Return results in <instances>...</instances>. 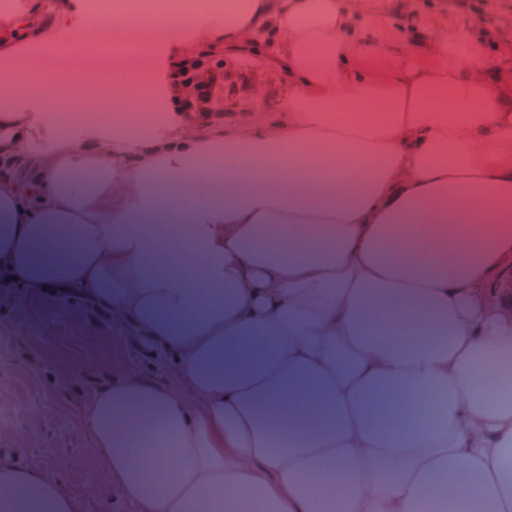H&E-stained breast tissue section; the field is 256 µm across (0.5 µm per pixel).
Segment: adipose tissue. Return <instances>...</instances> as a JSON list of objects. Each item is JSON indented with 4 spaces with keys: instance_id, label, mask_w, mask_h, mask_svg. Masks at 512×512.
<instances>
[{
    "instance_id": "1",
    "label": "adipose tissue",
    "mask_w": 512,
    "mask_h": 512,
    "mask_svg": "<svg viewBox=\"0 0 512 512\" xmlns=\"http://www.w3.org/2000/svg\"><path fill=\"white\" fill-rule=\"evenodd\" d=\"M75 0L0 14V276L170 362L92 379L81 424L136 512H512V109L489 60L376 71L340 0H198L113 59ZM271 46V120L200 123L176 59ZM85 116L63 120L62 95ZM187 204L185 241L144 223ZM143 430L151 448L136 447ZM0 512H84L0 455Z\"/></svg>"
}]
</instances>
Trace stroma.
Listing matches in <instances>:
<instances>
[{
    "label": "stroma",
    "instance_id": "obj_1",
    "mask_svg": "<svg viewBox=\"0 0 512 512\" xmlns=\"http://www.w3.org/2000/svg\"><path fill=\"white\" fill-rule=\"evenodd\" d=\"M483 10L458 9L454 0H343L375 48L378 68L412 67L433 59L435 31L512 40V0H484ZM235 97H256L250 113L224 103V119L271 116L288 92V78L263 62L225 60ZM95 373L123 364L164 379L166 359L130 340L110 315L73 298L0 280V450L48 470L81 498L86 512H133L108 483L78 415L81 381L64 383L74 365Z\"/></svg>",
    "mask_w": 512,
    "mask_h": 512
}]
</instances>
